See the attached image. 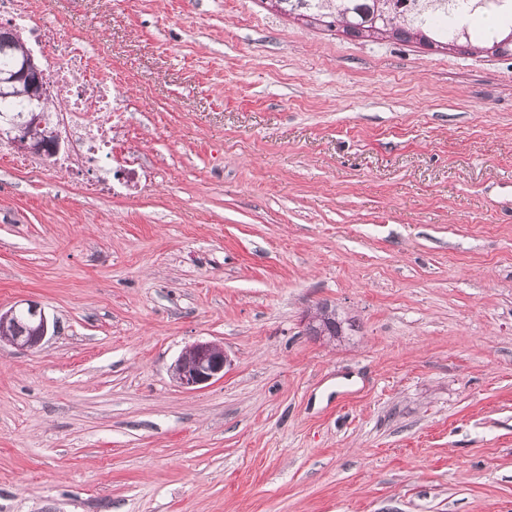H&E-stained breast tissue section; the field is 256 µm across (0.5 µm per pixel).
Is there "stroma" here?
I'll return each instance as SVG.
<instances>
[{"instance_id":"obj_1","label":"stroma","mask_w":512,"mask_h":512,"mask_svg":"<svg viewBox=\"0 0 512 512\" xmlns=\"http://www.w3.org/2000/svg\"><path fill=\"white\" fill-rule=\"evenodd\" d=\"M116 76L113 195L0 168V512H512V56L265 0H37ZM355 321L307 331L316 305ZM221 344L223 379L171 367ZM55 327L40 302L21 300L4 312L0 309V347L7 344L21 351L37 350ZM228 363L223 346L211 341H198L186 347L178 356L173 375L182 388L195 390L224 377Z\"/></svg>"}]
</instances>
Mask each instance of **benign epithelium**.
<instances>
[{"label": "benign epithelium", "instance_id": "1", "mask_svg": "<svg viewBox=\"0 0 512 512\" xmlns=\"http://www.w3.org/2000/svg\"><path fill=\"white\" fill-rule=\"evenodd\" d=\"M20 87L26 88L34 101L41 102L50 96L44 70L31 53L17 58L12 68L0 70L1 101L14 96ZM4 123L13 148L20 153L50 158L60 148L58 133L50 128L47 115L41 110L30 109L23 120L6 119ZM54 331L55 322L36 300L24 299L6 311H0V345L7 344L21 351L37 350ZM228 363L223 346L198 341L178 356L173 375L181 387L195 390L224 377Z\"/></svg>", "mask_w": 512, "mask_h": 512}]
</instances>
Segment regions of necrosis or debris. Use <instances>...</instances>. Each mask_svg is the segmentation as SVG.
<instances>
[{"label":"necrosis or debris","instance_id":"necrosis-or-debris-1","mask_svg":"<svg viewBox=\"0 0 512 512\" xmlns=\"http://www.w3.org/2000/svg\"><path fill=\"white\" fill-rule=\"evenodd\" d=\"M28 27L34 45L48 61V82L65 106V130L70 150L59 161V171L97 165L98 160L121 161L141 167L140 158L126 153L114 137L118 128H128L124 107L119 106L101 68L87 55L82 44L60 46L55 25L38 21L35 0H0V20Z\"/></svg>","mask_w":512,"mask_h":512}]
</instances>
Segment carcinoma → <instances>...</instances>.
Segmentation results:
<instances>
[{
	"label": "carcinoma",
	"instance_id": "carcinoma-1",
	"mask_svg": "<svg viewBox=\"0 0 512 512\" xmlns=\"http://www.w3.org/2000/svg\"><path fill=\"white\" fill-rule=\"evenodd\" d=\"M435 2L437 0H368V5L362 7L355 5L353 0H277L279 9L284 12L320 17L328 27L338 26L355 37L390 33L406 40L414 37L430 45L443 40L455 43L462 39L490 48L512 31V14L497 13L498 27L494 33L489 35L479 30L473 21L467 32L456 34L453 32L454 19L436 10ZM312 332L316 336H339L342 327L329 317L318 322Z\"/></svg>",
	"mask_w": 512,
	"mask_h": 512
}]
</instances>
